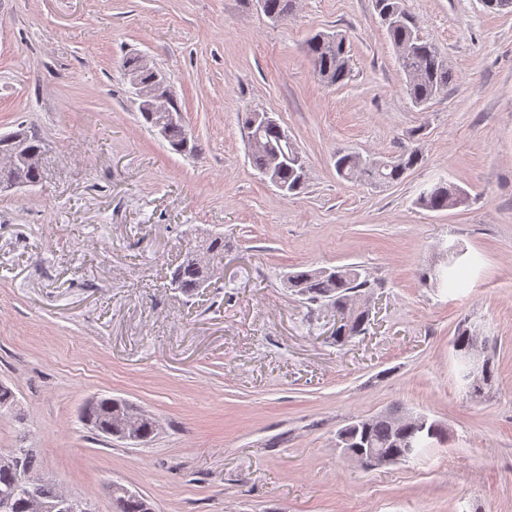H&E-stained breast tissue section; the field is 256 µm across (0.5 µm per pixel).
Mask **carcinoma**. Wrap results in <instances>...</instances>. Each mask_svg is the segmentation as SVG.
<instances>
[{
  "instance_id": "cac0c4a2",
  "label": "carcinoma",
  "mask_w": 512,
  "mask_h": 512,
  "mask_svg": "<svg viewBox=\"0 0 512 512\" xmlns=\"http://www.w3.org/2000/svg\"><path fill=\"white\" fill-rule=\"evenodd\" d=\"M376 7L382 24L397 56L398 62L407 77L406 92L417 106H424L448 87L452 73L445 59L431 44L419 35L416 23L402 6V0H376ZM293 8L292 0H263L265 14L277 20H284ZM308 54L313 63L314 72L322 82L340 86L350 78L349 58L343 38L336 35L316 34L308 40ZM257 113L246 112L241 117L246 141L256 139L260 146L249 150L253 167L265 174L271 156L278 154L285 161L274 169L278 187L282 192L295 193L303 188L306 173L288 157L299 154V149L281 125L275 121L255 122ZM164 140L173 151L190 154L194 147H185L191 140L188 127L182 122H172L165 128ZM10 146L0 142V181L11 180L18 174H24L26 180L38 182L41 174L31 170L22 161L15 167H5ZM420 154L416 150L405 152L393 159L394 165L381 166L380 161L365 158L356 153L336 155V171L344 178L364 180L368 183H394L404 173L418 163ZM464 194L459 186L439 182L425 190L419 202L427 210L440 211L453 206ZM207 253V265L197 262L195 247L191 246L183 255L182 261L171 275V286L183 293H194L211 285L208 277L224 271V236L202 235L197 240ZM287 287L306 297L313 303L330 307L340 312L343 302L352 297H367L366 289L371 287L368 280L361 278L358 267L353 265L333 267L329 270H307L287 274ZM370 317L349 314L348 320L336 329V344L343 345L350 338L362 334ZM129 403L114 398H100L90 402L84 409V417L93 430L103 434H112L118 439L128 437L137 445H146L157 433V421L143 413L141 421L134 429H125L120 417L126 414ZM347 437L345 447L355 449L374 448L406 462V447L421 441L420 428L411 419H400L395 412L388 416H372L361 419L342 430ZM39 471V461L30 448H13L0 456V502L12 504V512H27L25 502L29 489L26 476ZM117 512H148V505L137 497H126L115 489Z\"/></svg>"
}]
</instances>
